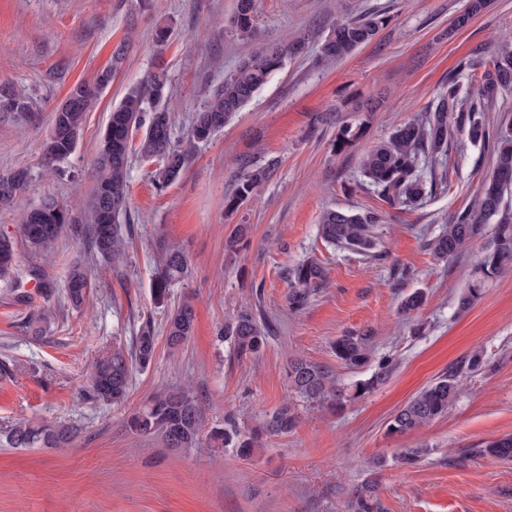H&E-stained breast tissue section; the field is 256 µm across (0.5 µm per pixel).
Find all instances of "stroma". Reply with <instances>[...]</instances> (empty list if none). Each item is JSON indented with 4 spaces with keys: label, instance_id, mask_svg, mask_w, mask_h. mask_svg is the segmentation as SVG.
Segmentation results:
<instances>
[{
    "label": "stroma",
    "instance_id": "35a3bbf8",
    "mask_svg": "<svg viewBox=\"0 0 512 512\" xmlns=\"http://www.w3.org/2000/svg\"><path fill=\"white\" fill-rule=\"evenodd\" d=\"M468 0H258L264 42L309 32L307 50L286 61L224 128L197 145L182 174L165 190L157 165L132 156L127 213L134 225L130 258L107 263L85 235L91 174L99 138L127 87L157 69L171 79L174 140L189 130L207 91L222 85L252 51L232 23L235 0H0V83L24 89L31 117L0 112V170L30 172L26 194L0 209V234L18 239L22 211L47 198L65 204L72 222L52 258L17 247L18 283L0 280V427L18 419L77 426L72 447L10 448L0 444V512H349L374 482L386 512H512V462L477 453L512 434V272L490 281L481 299L460 311L457 297L485 239L439 261L427 242L468 207L492 171L486 149L457 137L448 180L421 203L385 211L375 256L327 244L318 233L329 208L378 209L361 176V157L401 124L421 118L449 76L470 85L474 66L512 43V0H488L464 26L455 19ZM367 12L387 24L345 59L318 60L330 24ZM172 36L157 47L156 34ZM126 44L127 59L88 112L74 153L54 170L43 143L56 108L71 87L107 67ZM377 96L365 136L336 153V122H357L359 102ZM273 166L270 179L236 212L224 210L238 176ZM250 227L246 253L225 252L235 227ZM181 249L190 273L167 305L150 288L159 246ZM316 258L327 283L300 312L288 309V270ZM89 260L94 288L81 310L46 298L32 268L63 280L70 264ZM425 305L406 312L414 290ZM192 300L195 330L178 351L165 341L172 307ZM268 328L256 355H239L219 331L240 308ZM50 312L42 335L24 322ZM156 330L152 363L135 371L118 405L86 401L81 390L94 361L113 343L131 344L143 320ZM372 332L376 357L394 360L389 381L353 397L358 376L342 368L331 343L347 332ZM489 370L463 368L472 351ZM304 356L335 370L348 399L336 411L297 401L288 363ZM460 370V393L447 416L398 436L386 424L420 388ZM190 386L209 422L234 414L243 430L293 403L297 429L267 436L250 459L232 449L173 452L160 439L131 433L129 416L164 386ZM426 448L414 466L395 463L403 448Z\"/></svg>",
    "mask_w": 512,
    "mask_h": 512
}]
</instances>
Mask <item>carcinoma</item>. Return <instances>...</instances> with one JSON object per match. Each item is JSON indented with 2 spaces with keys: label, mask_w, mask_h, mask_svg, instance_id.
<instances>
[{
  "label": "carcinoma",
  "mask_w": 512,
  "mask_h": 512,
  "mask_svg": "<svg viewBox=\"0 0 512 512\" xmlns=\"http://www.w3.org/2000/svg\"><path fill=\"white\" fill-rule=\"evenodd\" d=\"M238 36L251 40L257 31V0H235L232 19ZM385 17L366 13L331 24L320 43V60H341L370 42ZM308 34L290 40L268 43L248 55L235 72L210 94L194 114L187 140L183 145L172 141L171 116L165 107L169 84L168 73L159 69L149 73L143 82L130 86L113 107L99 144L93 170L90 199L91 224L88 225L94 253L112 261L127 259L128 235L124 221L127 214V171L132 151L148 162L159 159L154 172L156 186L163 190L175 182L191 159L194 144L207 140L218 125L229 123L280 69L283 63L299 56L307 48ZM127 54L124 45L112 53V62L93 80L75 84L67 97L70 106L55 111L51 131L44 142L43 157L47 165L59 167L76 149L87 112L91 111L112 79L120 71ZM512 88V47L503 46L480 76L476 95L465 97L457 77H448V87L437 95L435 106L425 116L398 126L390 135L371 147L361 160L367 184L390 208L412 206L427 195V180L422 164L448 156L452 135L459 134L472 143H480L493 161V172L479 194L463 211L453 215L441 234L428 243L439 261L455 258L471 241L485 235L487 223L497 219L491 238L472 272V281L458 297V307L468 309L481 297L486 281L512 271V218L505 212L506 193L512 189V132L490 126L484 112L504 89ZM0 110L25 114L30 111L29 97L12 85L0 84ZM365 133L364 124L342 123L336 133V150L351 148ZM140 135L133 146L134 135ZM267 166L241 174L225 209L234 211L250 200L258 187L271 177ZM25 168L0 170V206L10 205L22 196L29 184ZM383 212L327 209L320 221L321 237L333 244L360 254L372 255L377 248L374 233L382 223ZM71 223L69 210L54 199H48L21 217V236L27 250L40 257L49 256L65 226ZM248 227L238 225L227 239L228 252L239 254L248 249ZM16 241L0 235V278L13 274ZM188 275V259L176 248H165L154 260L152 295L165 304L170 288ZM288 307L303 309L327 280L325 267L314 258L298 262L288 272ZM65 299L70 307L82 308L92 288L91 274L82 263H74L63 281ZM195 309L186 300L175 307L166 322V338L172 351L179 350L193 336ZM224 338L234 344L240 354H258L265 345V330L253 312L243 308L224 325ZM157 336L151 320L142 321L133 349L112 345L100 356L86 385L85 395L95 402L119 403L126 397L134 367L145 368L154 358ZM336 360L344 367L362 372L374 365L370 376L355 384L354 395L364 396L384 385L391 377L393 363L374 359L373 336L348 333L336 338L332 345ZM288 379L292 390L315 408H336L344 395L337 389L336 372L316 361L298 358L291 362ZM459 390L458 371L450 370L422 387L400 407L387 424L390 434H408L448 414ZM300 423L295 407L286 403L267 414L259 428L243 431L232 415L224 423L205 429L204 411L194 392L186 386L160 389L128 418L131 431L141 436L160 438L168 448H233L237 455L249 457L259 447L264 435H283L296 430ZM77 435L72 425L61 423L33 424L19 420L4 428L0 436L11 448H68ZM477 454L501 461L512 460V435L484 443ZM351 512H384L374 488L366 486L351 502Z\"/></svg>",
  "instance_id": "1"
}]
</instances>
